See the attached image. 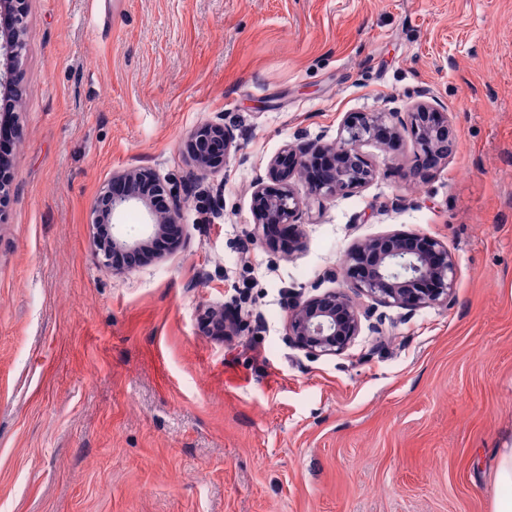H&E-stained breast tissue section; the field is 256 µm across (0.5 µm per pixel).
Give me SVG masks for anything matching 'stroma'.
I'll use <instances>...</instances> for the list:
<instances>
[{"label":"stroma","instance_id":"stroma-1","mask_svg":"<svg viewBox=\"0 0 512 512\" xmlns=\"http://www.w3.org/2000/svg\"><path fill=\"white\" fill-rule=\"evenodd\" d=\"M0 209V512H493L512 444V0H26ZM452 124L436 168L408 124L361 151L302 246L254 235L256 175L337 142L350 112ZM239 149L202 174L204 123ZM188 182L159 258L103 265L96 226L153 241V199L93 210L116 173ZM444 240L448 306L378 308L339 356L291 347L289 300L343 287L356 241ZM238 314L234 335L201 327ZM212 138H218L221 145V150L216 156L210 155L206 148V144ZM234 140L232 130L224 127V124L208 123L195 132L187 148L199 162L205 175L216 174L223 170L224 161L234 147Z\"/></svg>","mask_w":512,"mask_h":512}]
</instances>
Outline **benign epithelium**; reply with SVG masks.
Returning a JSON list of instances; mask_svg holds the SVG:
<instances>
[{"label": "benign epithelium", "mask_w": 512, "mask_h": 512, "mask_svg": "<svg viewBox=\"0 0 512 512\" xmlns=\"http://www.w3.org/2000/svg\"><path fill=\"white\" fill-rule=\"evenodd\" d=\"M24 0H12L10 36L0 41V87L16 95V72L24 49L19 39L24 29ZM411 132L421 151L433 163L447 159L453 146V131L448 113L435 105L416 103L409 113ZM399 122L396 112H364L347 115L340 129L339 141L331 148V165L322 176L312 181L311 195L316 199L333 198L367 185L376 175L372 164L361 153L360 146L380 138V131L391 134ZM232 130L222 124L208 123L198 129L187 148L201 162L204 174L224 169V161L234 144ZM318 149L299 154L286 146L271 160L266 176L258 177L252 194V212L257 232H266L270 224H297L303 214V202L292 189L291 172L284 160L296 158L304 168L316 161ZM137 179L148 188V194H159L166 202L170 224L178 222L182 204L189 190L176 179H162L150 170ZM127 176L112 177L97 197L94 209L109 214L119 213L135 200L137 191L127 187ZM122 253L134 264L143 258L137 242L112 235L104 262L109 255ZM343 279L346 287L298 300L288 306L286 336L288 343L307 354L320 357L342 355L354 345L362 332V321L371 319L374 307H397L415 312L426 307H442L457 288V262L448 245L425 233L392 231L353 244L344 257ZM361 297L371 300L363 305Z\"/></svg>", "instance_id": "benign-epithelium-1"}]
</instances>
